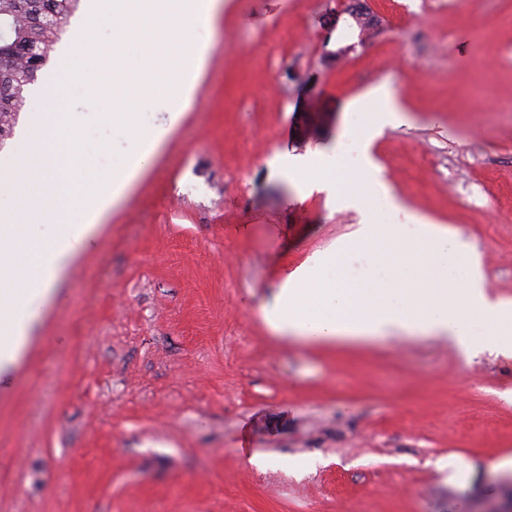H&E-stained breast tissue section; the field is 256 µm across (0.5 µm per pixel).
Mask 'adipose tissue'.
Instances as JSON below:
<instances>
[{
  "mask_svg": "<svg viewBox=\"0 0 512 512\" xmlns=\"http://www.w3.org/2000/svg\"><path fill=\"white\" fill-rule=\"evenodd\" d=\"M219 0H88L55 70L31 92L33 109L13 159L0 167V370L23 353L44 303L76 251L95 239L114 203L146 169L166 129L148 108L194 98L212 45ZM96 102L77 112V97ZM336 151L275 160L302 188L326 193L362 222L349 245L314 256L279 284L262 316L283 339L333 345L446 338L472 353H512V302L492 297L459 231L420 218L389 224L370 147L402 120L387 86L347 107Z\"/></svg>",
  "mask_w": 512,
  "mask_h": 512,
  "instance_id": "obj_1",
  "label": "adipose tissue"
}]
</instances>
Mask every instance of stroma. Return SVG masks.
<instances>
[{
	"label": "stroma",
	"mask_w": 512,
	"mask_h": 512,
	"mask_svg": "<svg viewBox=\"0 0 512 512\" xmlns=\"http://www.w3.org/2000/svg\"><path fill=\"white\" fill-rule=\"evenodd\" d=\"M223 0L191 104L0 372V512H490L512 502V357L436 338L333 346L266 325L285 274L359 217L276 154L334 149L389 85L372 155L512 299V0ZM273 459L259 469L247 452ZM307 458L304 470L279 462ZM464 459L466 483L438 471ZM345 11L347 14L351 16V18L355 21L357 27L359 28V37L360 40L363 41L365 39L364 31L367 28L377 27L378 20L373 15V12L365 6H357L351 1H346Z\"/></svg>",
	"instance_id": "stroma-1"
}]
</instances>
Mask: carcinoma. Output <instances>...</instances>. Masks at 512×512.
<instances>
[{
    "label": "carcinoma",
    "instance_id": "carcinoma-1",
    "mask_svg": "<svg viewBox=\"0 0 512 512\" xmlns=\"http://www.w3.org/2000/svg\"><path fill=\"white\" fill-rule=\"evenodd\" d=\"M79 0H0V145L11 138L31 84Z\"/></svg>",
    "mask_w": 512,
    "mask_h": 512
}]
</instances>
